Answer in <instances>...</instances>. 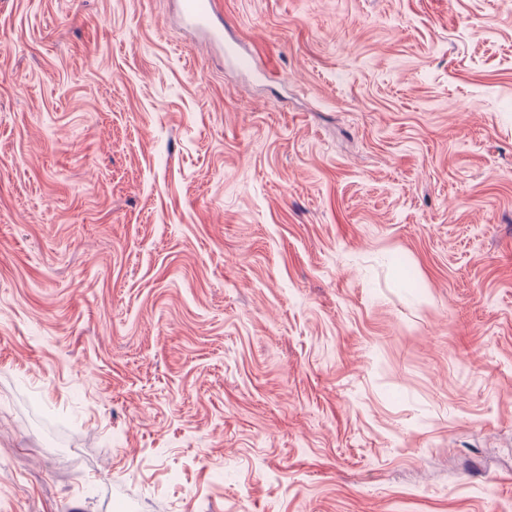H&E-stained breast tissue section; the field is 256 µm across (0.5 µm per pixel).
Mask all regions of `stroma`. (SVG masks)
Wrapping results in <instances>:
<instances>
[{
  "label": "stroma",
  "mask_w": 512,
  "mask_h": 512,
  "mask_svg": "<svg viewBox=\"0 0 512 512\" xmlns=\"http://www.w3.org/2000/svg\"><path fill=\"white\" fill-rule=\"evenodd\" d=\"M178 3L0 0V512H512V0ZM213 3L212 0H183L182 15L193 27L207 34L211 40L223 42V32L211 25Z\"/></svg>",
  "instance_id": "35a3bbf8"
}]
</instances>
